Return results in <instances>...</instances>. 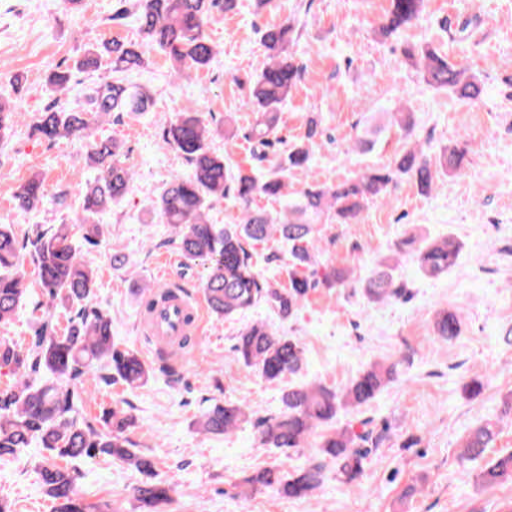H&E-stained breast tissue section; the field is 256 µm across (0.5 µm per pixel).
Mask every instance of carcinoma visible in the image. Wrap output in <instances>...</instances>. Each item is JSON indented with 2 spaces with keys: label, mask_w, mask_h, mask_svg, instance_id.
Here are the masks:
<instances>
[{
  "label": "carcinoma",
  "mask_w": 512,
  "mask_h": 512,
  "mask_svg": "<svg viewBox=\"0 0 512 512\" xmlns=\"http://www.w3.org/2000/svg\"><path fill=\"white\" fill-rule=\"evenodd\" d=\"M425 0H391L390 10L378 33L382 38L401 35L423 11ZM112 20L134 18L148 44L166 53L174 73L187 75L208 67L214 58L205 26L215 10L228 12L235 0H117ZM295 28L286 21L263 30L261 42L268 51L267 62L254 78L249 107L255 120L248 138L253 159L259 163L269 154L276 161L265 173L254 167L232 172L224 157L209 144L210 131L199 116L185 112L164 127L165 140L190 165V173L174 176L156 203L160 222L174 231L185 264L197 261L207 265L202 284L210 312L229 318L261 303L276 315L291 319L297 315L311 291L317 288H353L350 273L328 268L319 261L320 249L315 225L333 212L341 224H355L365 206L385 195L397 180L407 178L418 191L428 196L443 176L456 174L467 154L465 143L457 142L430 152V147L415 143L407 148L390 168H368L356 178L330 186L310 185L298 194H288V173L311 170L314 139L319 123L309 120L304 137L285 151L276 150L281 112L291 91L300 82L303 66L290 45ZM405 59L421 81L434 91H446L458 99L475 100L483 85L449 61L448 56L430 43L414 44L404 50ZM108 61L107 74L86 94L87 106L74 111L52 104L41 113L34 130L54 142L60 138L86 140L85 151L77 159L95 171L78 202L76 218L70 224L38 225L31 236L19 242L12 230L0 226V323L18 308L25 288L16 271L20 250L27 249L38 271L41 288L55 305L74 309L69 325L57 335L52 315L42 319L31 342L20 345L0 340V370L10 377L0 390V458L37 445L47 452L38 474L47 494L61 502L62 512H89L78 497L75 479L68 464L77 460L103 457L132 466L143 479L135 486V499L142 512H165L172 487L157 479L153 461L141 454L126 431L135 424L131 406L121 401L103 412L108 430L98 431L79 420L83 383L90 374L106 368L100 377L105 383L120 381L136 390L145 386L155 373L170 375L167 363L155 367L132 349H121L112 338V318L91 304L94 272L81 255L82 247L101 243L100 225L92 222L111 204L123 199L133 180L122 161V147L110 138H92L91 118L141 114L149 110L151 95L127 80L126 74L144 65V51L134 44L112 41L87 49L76 69L98 71ZM71 70L56 71L48 82L57 91L67 92ZM389 123L407 135L415 128L413 113L403 104L388 113ZM18 117L9 102L0 100V142L6 138ZM233 196L242 204L237 224H212L206 215L212 203ZM279 198L284 211L272 216L251 207L255 196ZM45 197L44 179L30 176L16 193L17 207L37 210ZM268 240L288 248V286L260 279L254 269L250 248ZM417 245L413 255L420 272L431 277L448 273L455 265L459 246L445 239L419 243L414 236L398 244L397 257L404 247ZM395 266L381 264L374 276L360 283L371 302H385L403 295L404 283L394 276ZM462 315L457 311H437L433 322L434 340L446 343L460 335ZM238 359L268 381L281 380L299 371L304 350L296 339L279 336L267 325L255 324L242 330L235 344ZM400 361L376 363L339 390L322 384L290 386L282 396L283 409L274 416L260 417L246 402L216 404L200 415L198 430L210 436H224L251 422L262 444L286 455L306 447L320 426L336 420L338 413L359 408L373 400L398 377ZM512 416V400L503 402L500 415L474 426L463 440L469 459H477L494 447L502 418ZM357 431L349 426L326 432L311 458L289 474L277 466L262 469L245 480L250 491L278 487L292 499L310 497L325 477L327 462L336 463L338 473L348 482L363 472L369 449L377 448L387 429ZM66 465H60V462ZM486 486L512 479V454L498 457L480 472Z\"/></svg>",
  "instance_id": "carcinoma-1"
}]
</instances>
